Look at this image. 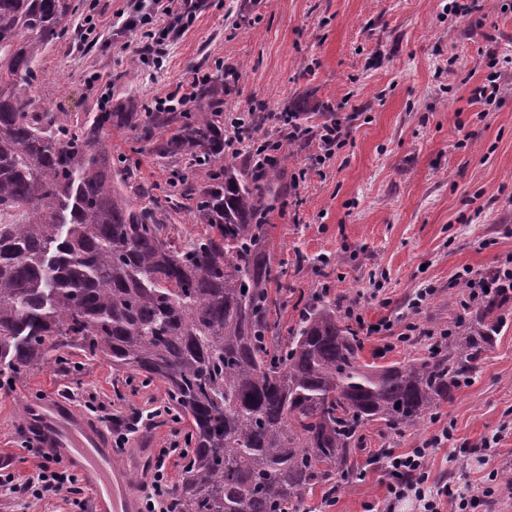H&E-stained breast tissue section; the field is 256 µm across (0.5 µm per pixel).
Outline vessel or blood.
<instances>
[{
  "mask_svg": "<svg viewBox=\"0 0 512 512\" xmlns=\"http://www.w3.org/2000/svg\"><path fill=\"white\" fill-rule=\"evenodd\" d=\"M26 425L41 447L68 457L81 470L95 494V512H138L139 496L129 483L127 470L114 466L115 450L105 432L60 395L29 402ZM154 451L149 440L131 449L129 468L149 475Z\"/></svg>",
  "mask_w": 512,
  "mask_h": 512,
  "instance_id": "b4317fda",
  "label": "vessel or blood"
}]
</instances>
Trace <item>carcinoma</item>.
<instances>
[{
	"instance_id": "obj_1",
	"label": "carcinoma",
	"mask_w": 512,
	"mask_h": 512,
	"mask_svg": "<svg viewBox=\"0 0 512 512\" xmlns=\"http://www.w3.org/2000/svg\"><path fill=\"white\" fill-rule=\"evenodd\" d=\"M71 10L0 0V389L70 354L159 381L193 443L179 512H300L315 488L363 476L367 425L400 434L452 399L505 325L507 298L464 308L425 356L361 363L364 337L336 302L297 292L274 265L278 171L223 160L219 104L99 112L79 127L32 107L25 87ZM114 129L210 183L134 208L135 170L112 175ZM171 210L206 230L175 238ZM290 293L299 318L284 336Z\"/></svg>"
}]
</instances>
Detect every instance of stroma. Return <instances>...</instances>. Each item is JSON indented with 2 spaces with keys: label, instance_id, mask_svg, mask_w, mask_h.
I'll return each mask as SVG.
<instances>
[{
  "label": "stroma",
  "instance_id": "1",
  "mask_svg": "<svg viewBox=\"0 0 512 512\" xmlns=\"http://www.w3.org/2000/svg\"><path fill=\"white\" fill-rule=\"evenodd\" d=\"M150 0H72L56 42L41 56L27 94L36 111L76 126L102 109L155 100L195 73L219 81L224 121L265 116L259 140L278 135L268 117L296 112L320 130L341 118L350 137L320 161L317 140L298 142L278 160L279 192L267 221L269 247L288 280L305 293L327 291L366 322L410 320L423 331L453 325L465 297L457 279L469 268L487 275L512 258V0H478L466 18L448 0H174L196 18L160 60L136 57L143 30L126 29L117 12ZM96 27L94 39L82 28ZM502 94L484 106L472 88L491 68ZM108 145L123 171L134 162L138 181L156 198L187 175L178 156L159 159L135 150L130 132H111ZM433 295L419 312L408 303L417 289ZM468 384L438 415L399 435L373 423L372 450L402 453L442 428L450 440L434 449V479L472 486L470 512H512V486L482 496L487 469L512 472V312ZM424 336L386 349L367 337L362 362L387 365L427 350ZM57 391L83 413L103 416L165 404L161 383L128 380L111 364L80 359L63 371L53 364L23 384L0 390V467L23 480L40 449L22 447L19 405ZM495 438L494 447L481 442ZM391 477L380 463L338 489L306 495V512H364L382 508ZM0 512H94L73 498L20 499L0 489Z\"/></svg>",
  "mask_w": 512,
  "mask_h": 512
}]
</instances>
